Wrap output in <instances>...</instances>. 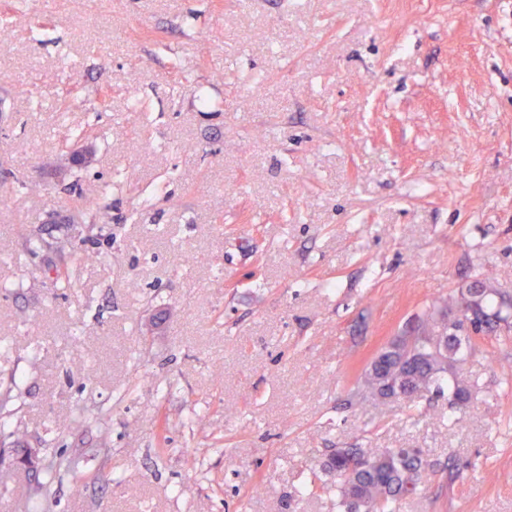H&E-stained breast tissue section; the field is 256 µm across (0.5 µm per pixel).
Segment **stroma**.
Segmentation results:
<instances>
[{
  "mask_svg": "<svg viewBox=\"0 0 512 512\" xmlns=\"http://www.w3.org/2000/svg\"><path fill=\"white\" fill-rule=\"evenodd\" d=\"M7 32L0 448L77 465L0 464V512H336L302 482L355 447L434 469L399 512H512V330L463 420L357 386L480 269L512 297V0H28Z\"/></svg>",
  "mask_w": 512,
  "mask_h": 512,
  "instance_id": "1",
  "label": "stroma"
}]
</instances>
